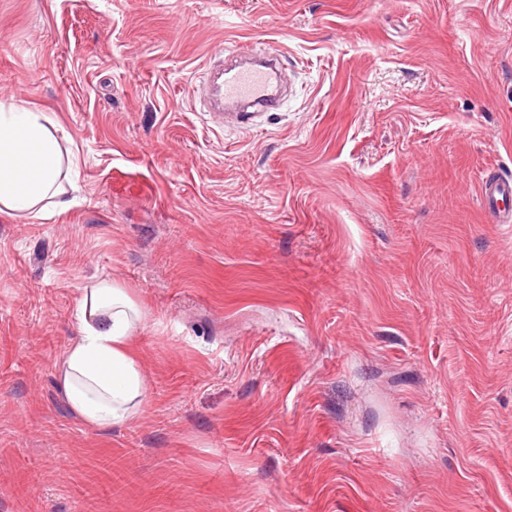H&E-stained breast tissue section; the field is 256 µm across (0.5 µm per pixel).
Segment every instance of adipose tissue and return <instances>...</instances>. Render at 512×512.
<instances>
[{
  "mask_svg": "<svg viewBox=\"0 0 512 512\" xmlns=\"http://www.w3.org/2000/svg\"><path fill=\"white\" fill-rule=\"evenodd\" d=\"M76 168L48 113L19 98L0 101V216L41 220L67 210L79 189ZM73 324L54 367L59 393L90 427L125 424L146 397V377L131 349L146 327L145 312L119 282L97 277L81 288Z\"/></svg>",
  "mask_w": 512,
  "mask_h": 512,
  "instance_id": "1",
  "label": "adipose tissue"
}]
</instances>
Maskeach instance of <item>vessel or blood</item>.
<instances>
[{
    "label": "vessel or blood",
    "mask_w": 512,
    "mask_h": 512,
    "mask_svg": "<svg viewBox=\"0 0 512 512\" xmlns=\"http://www.w3.org/2000/svg\"><path fill=\"white\" fill-rule=\"evenodd\" d=\"M279 60L275 52H253L230 60L223 54H211L204 65L202 81L213 90L208 104L214 115L233 108L235 118L249 121L257 113L279 106ZM485 213L496 224L512 223V177L488 173L481 188Z\"/></svg>",
    "instance_id": "b4317fda"
}]
</instances>
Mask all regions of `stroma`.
Masks as SVG:
<instances>
[{"mask_svg":"<svg viewBox=\"0 0 512 512\" xmlns=\"http://www.w3.org/2000/svg\"><path fill=\"white\" fill-rule=\"evenodd\" d=\"M287 51L252 127L195 100ZM81 190L0 218V512H512V0H0V100ZM144 309L142 411L72 416L82 285ZM481 202L485 213L496 224L512 223V177L496 171L482 181Z\"/></svg>","mask_w":512,"mask_h":512,"instance_id":"obj_1","label":"stroma"}]
</instances>
